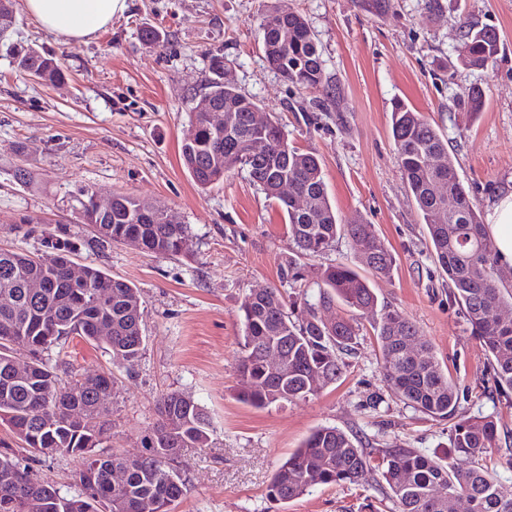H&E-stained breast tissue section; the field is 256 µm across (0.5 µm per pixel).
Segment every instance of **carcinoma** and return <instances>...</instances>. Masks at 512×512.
I'll return each mask as SVG.
<instances>
[{
	"mask_svg": "<svg viewBox=\"0 0 512 512\" xmlns=\"http://www.w3.org/2000/svg\"><path fill=\"white\" fill-rule=\"evenodd\" d=\"M288 28V47L279 45L281 29ZM463 38L457 61L469 68H484L500 51L496 31L486 25L463 22ZM260 30L266 60L288 82L306 90L329 94L318 41L305 18L283 8L260 13ZM17 69L53 83L63 78L60 64L33 50L17 56ZM218 78L194 93L192 100L205 98L215 108H235L234 136L216 138L208 129L204 113L191 110L192 137L181 144V160L193 181L205 189L224 180L235 169L234 157L256 137L273 142L271 154L246 170L251 182L286 215L288 233L296 256H322L341 236L348 237L357 258L375 278L391 276L395 258L371 224H343L332 207L319 157L288 143V133L275 119L257 130L250 111L258 108L250 97L224 85L219 75L223 58L212 60ZM391 133L399 166L424 221L432 250L448 275L450 297L459 306L470 332L483 346L490 371L499 391L512 392V319L499 312L512 308V290L501 285L495 274V247L486 234L480 210L453 168H448L446 186L454 209L437 217L440 175L429 169L428 157L448 153V139L420 113L403 102L395 104ZM288 173L290 195L284 201L273 172ZM97 190L83 186L72 195V207L90 217ZM138 201L125 194L113 195L111 222L101 235L104 242L124 243L135 237L142 250L161 257H177L189 249L188 225L165 208L136 218ZM77 243L64 236H51L37 255L0 249V294L11 304L0 305V422L34 453L45 458L72 455L82 458L85 470L95 471L94 483L83 492L65 495L49 484L0 485V512H96L98 501L109 503L110 512H171L186 489V478L174 466L186 448H206L212 429L204 409L193 399L173 392L160 398L158 421L152 428L146 452L130 457L113 452L103 455L98 448L107 442L106 422L101 420L99 399L114 391L112 377L86 375L70 383L78 389L79 408L71 409V393L59 385L55 368L43 362L41 353H64L73 338L102 344L112 356L129 364L143 346L142 302L139 289L116 279L95 266H87V280L73 285L54 262V257L72 254ZM51 284L41 295H32L28 280ZM285 282L305 280L302 268L290 258L281 268ZM312 285H303L304 310L294 318L281 291L266 288L247 294L239 306L243 326V355L238 365V398L255 408L275 402L301 399L314 393L310 381L328 385L347 371V357L360 336L362 318L372 320L381 353L384 382L422 413L439 419L453 418L448 450L444 454L419 448H363L336 427H322L285 458L275 471L267 498L286 503L312 488L324 485H362L382 480L398 512H446L447 499L464 496L469 512H512V485L499 482L488 467L486 453L496 447L497 422L491 416H467L459 412V392L433 355L418 337L415 325L400 312L378 307L369 280L357 270L342 265L321 266ZM111 295L107 303L99 294ZM341 301L357 316L340 318L332 326L322 321V312ZM112 323V335L101 342L97 324ZM420 347L416 356L404 343ZM280 349L288 363V379L273 375L265 354ZM34 356L28 378L12 380L9 369L14 351ZM467 460L458 466L456 459ZM128 470L126 481L116 488L111 472Z\"/></svg>",
	"mask_w": 512,
	"mask_h": 512,
	"instance_id": "carcinoma-1",
	"label": "carcinoma"
}]
</instances>
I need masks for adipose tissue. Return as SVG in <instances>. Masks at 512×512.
<instances>
[{
    "label": "adipose tissue",
    "instance_id": "obj_1",
    "mask_svg": "<svg viewBox=\"0 0 512 512\" xmlns=\"http://www.w3.org/2000/svg\"><path fill=\"white\" fill-rule=\"evenodd\" d=\"M24 11L65 43H83L106 29L126 0H23ZM486 228L500 264L512 267V189L500 190L487 211Z\"/></svg>",
    "mask_w": 512,
    "mask_h": 512
}]
</instances>
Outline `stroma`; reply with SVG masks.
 <instances>
[{
	"instance_id": "stroma-1",
	"label": "stroma",
	"mask_w": 512,
	"mask_h": 512,
	"mask_svg": "<svg viewBox=\"0 0 512 512\" xmlns=\"http://www.w3.org/2000/svg\"><path fill=\"white\" fill-rule=\"evenodd\" d=\"M127 0L125 12L87 42L67 44L23 9L0 40V248L32 254L67 232L80 265L136 285L142 298L143 349L134 363L82 340L70 342L72 376L105 373L115 390L108 417L112 450L143 451L166 393L190 396L214 429L211 447L182 456L187 490L175 512H394L377 484L318 486L286 504L266 498L271 477L316 429L335 426L366 448L445 452L453 425L405 404L384 383L379 349L364 327L337 383L303 399L253 408L237 397L246 294L277 288L293 253L284 216L246 172L198 187L180 160L191 96L211 78L209 60L224 58V77L278 118L291 145L322 158L331 204L342 223L374 225L392 249L391 279L376 280L378 298L412 321L456 382L460 410L490 415L499 445L487 464L512 484V393L498 390L485 352L448 295V278L403 179L391 134L395 101H405L448 139V160L480 210L512 185V0ZM267 5L300 13L315 34L329 94L295 88L264 55L259 14ZM496 28L500 52L483 69L456 61L465 19ZM162 44H143V28ZM60 61L64 77L47 84L19 73L27 49ZM485 94L483 112L459 105L465 89ZM28 172L19 181L16 169ZM89 185L129 194L177 213L193 238L186 255L159 258L123 244L98 245L80 224L70 194ZM0 441L33 482L80 492V458L35 459L6 426Z\"/></svg>"
}]
</instances>
